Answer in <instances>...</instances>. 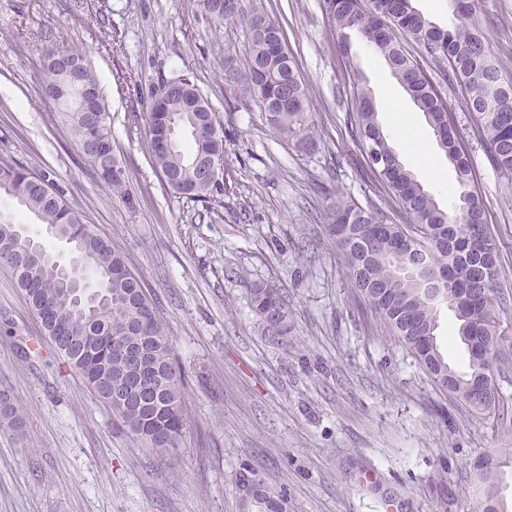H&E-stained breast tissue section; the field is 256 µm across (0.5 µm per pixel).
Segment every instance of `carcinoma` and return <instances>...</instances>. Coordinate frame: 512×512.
Here are the masks:
<instances>
[{"label":"carcinoma","mask_w":512,"mask_h":512,"mask_svg":"<svg viewBox=\"0 0 512 512\" xmlns=\"http://www.w3.org/2000/svg\"><path fill=\"white\" fill-rule=\"evenodd\" d=\"M448 2L451 19L445 29L416 11L411 0H324L323 8L341 47L347 48L354 34L381 54L432 131L446 134L440 149L455 170L452 211L441 208L404 166L379 121L371 89L352 66V136L362 150L373 149L378 163L368 159L366 165L398 199L405 222L398 224L379 209L360 205L339 188L324 193L326 206L320 220L357 297L376 321L401 339L439 389L452 393L472 411L498 420L504 398L484 399L475 385L492 368L500 378L508 371L497 363L494 350L507 306V301L494 298L500 250L487 224L463 128L403 41L415 44L419 56L444 64L448 80L465 93L470 118L479 121L493 166L507 176L512 175V75L492 51L487 34L490 18L482 0ZM243 17L241 0H224V11L211 14L220 26ZM249 30V58L244 68L225 72L226 85L249 95L282 139L315 150L307 87L278 24L254 14ZM49 56L61 57L76 68L47 71L42 96L56 105L98 177L117 196L130 200L125 177L112 171L117 162L104 103H98L96 112L82 111L88 90H98L91 67L74 46L63 45ZM165 87L164 116L172 127L171 143L152 154L154 167L169 189L181 194L189 190L198 199H208L221 189L219 182L207 179L206 165L210 156L226 149L224 130L212 110L192 108L191 99L200 91L189 79L180 76L165 82ZM182 132L192 136L189 151L180 147ZM0 197L14 200L71 247L73 258L65 267L45 248L36 262L28 256L25 225L0 219V259L7 260L46 335L129 433L159 451L176 447L184 429L183 381L173 364L164 324L139 280L46 177L21 164L0 163ZM409 226L417 228L425 250L426 266L418 271L408 270L413 258L400 246ZM445 270L449 287L434 298L422 284ZM249 296L262 333L273 334L265 316L266 307L274 306L280 329L273 335L288 340L293 320L279 289L267 282L255 283ZM443 307L453 312L456 337L468 354L463 372L448 364L440 342ZM0 425L17 433L23 429L20 410L5 392H0ZM502 464L492 457L482 461L478 474L482 490L494 493V501L483 500L484 512H508L501 497ZM243 507L247 512H286V498L266 488Z\"/></svg>","instance_id":"obj_1"}]
</instances>
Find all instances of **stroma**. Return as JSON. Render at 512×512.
<instances>
[{
  "mask_svg": "<svg viewBox=\"0 0 512 512\" xmlns=\"http://www.w3.org/2000/svg\"><path fill=\"white\" fill-rule=\"evenodd\" d=\"M243 5L280 25L309 90L316 151L282 140L254 101L226 90L248 28L216 25L200 0H0V163L46 175L123 256L186 378L181 441L154 451L54 348L0 267V390L24 421L20 437L0 427V512H241L247 470L287 498L288 512H478L474 461L512 448V434L436 388L380 328L315 222L337 185L361 205L398 208L351 136V68L374 98L411 113L442 177L400 158L445 208L455 173L432 130L383 57L356 38L340 50L322 0ZM484 5L489 40L512 72V0ZM67 44L96 75L130 200L94 174L41 95L48 53ZM182 75L229 139L223 189L209 202L169 190L152 164L144 113L154 88ZM466 149L502 254V350L512 357V178L476 134ZM260 281L288 302L287 343L263 335L251 310Z\"/></svg>",
  "mask_w": 512,
  "mask_h": 512,
  "instance_id": "stroma-1",
  "label": "stroma"
}]
</instances>
